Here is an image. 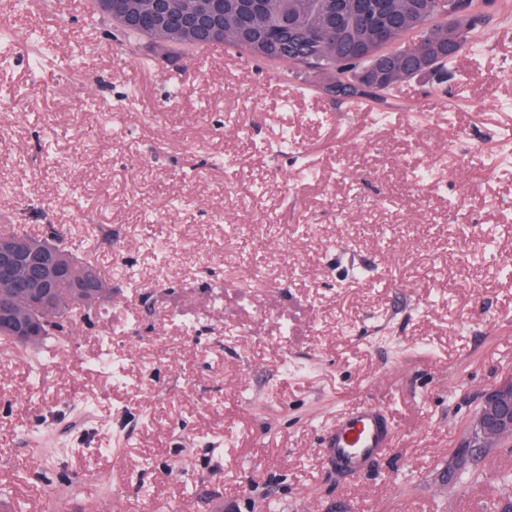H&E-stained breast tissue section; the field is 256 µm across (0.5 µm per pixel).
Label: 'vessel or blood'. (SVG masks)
<instances>
[{"mask_svg":"<svg viewBox=\"0 0 512 512\" xmlns=\"http://www.w3.org/2000/svg\"><path fill=\"white\" fill-rule=\"evenodd\" d=\"M387 421L381 409L364 405L339 417L325 440L324 456L341 473L354 474L383 454Z\"/></svg>","mask_w":512,"mask_h":512,"instance_id":"obj_1","label":"vessel or blood"}]
</instances>
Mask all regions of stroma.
Returning a JSON list of instances; mask_svg holds the SVG:
<instances>
[{"label":"stroma","mask_w":512,"mask_h":512,"mask_svg":"<svg viewBox=\"0 0 512 512\" xmlns=\"http://www.w3.org/2000/svg\"><path fill=\"white\" fill-rule=\"evenodd\" d=\"M112 30L92 0H0V225L54 226L110 273L43 344L0 340L12 512H487L512 494V437L466 445L512 375V12L490 9L450 78L361 115L227 45ZM365 402L391 446L336 475L324 437Z\"/></svg>","instance_id":"35a3bbf8"}]
</instances>
